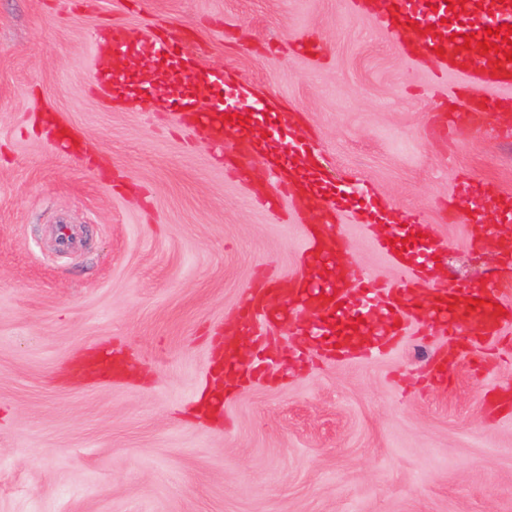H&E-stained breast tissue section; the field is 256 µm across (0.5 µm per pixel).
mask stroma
I'll list each match as a JSON object with an SVG mask.
<instances>
[{
  "instance_id": "obj_1",
  "label": "stroma",
  "mask_w": 512,
  "mask_h": 512,
  "mask_svg": "<svg viewBox=\"0 0 512 512\" xmlns=\"http://www.w3.org/2000/svg\"><path fill=\"white\" fill-rule=\"evenodd\" d=\"M178 23L180 42L302 126L332 183L357 181L398 218L411 211L458 280L496 266L448 204L461 177L512 196V127L440 133L456 87L350 0H0V512H512V365L459 359L437 385L441 336L409 335L368 362H326L274 328L268 369L193 406L217 340L260 271L301 274L309 215L253 196L200 127L163 106H108L90 91L102 28ZM306 40L319 49L298 48ZM57 115L81 143L56 150ZM343 261L387 273L357 213ZM86 243L59 251L53 229ZM121 357V377L60 381L73 362Z\"/></svg>"
}]
</instances>
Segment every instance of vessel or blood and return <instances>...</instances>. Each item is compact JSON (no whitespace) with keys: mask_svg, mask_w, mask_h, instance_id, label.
Wrapping results in <instances>:
<instances>
[{"mask_svg":"<svg viewBox=\"0 0 512 512\" xmlns=\"http://www.w3.org/2000/svg\"><path fill=\"white\" fill-rule=\"evenodd\" d=\"M385 9L377 21L389 31H411L425 54L433 55L441 71L461 79L459 94L464 100L461 110L449 113L448 128L456 136L465 137L479 131L489 120L512 121V114L501 111L499 102L487 97L490 89L512 86V62L502 59L497 47L502 37H495V49L474 52L464 49L466 34L483 40L486 29L512 25V0H385ZM178 42L170 36L156 37L148 33L126 29H108L98 32L93 40L94 52L102 59L95 69L92 85L104 102L120 99L132 109L145 107L147 100L133 90L131 75L120 74L108 66L115 55H131L155 61L176 63L187 85L197 87L199 93L212 95L216 103L208 111L200 112L188 100L176 102V116L180 123L192 127L207 124L215 144L224 142L223 95L244 96L243 86L226 83L220 71L201 67L194 56L180 52ZM305 135L290 132L287 140L272 143L274 153L290 158L303 152ZM241 159L236 165L239 179H251L255 171L252 142L248 138L237 141ZM270 179L290 198L297 211H305L306 197L291 182L284 179L279 167L266 166ZM310 182L321 188L323 206L331 215L346 211L359 194L358 188L339 190L325 185L323 175L311 173ZM456 192L469 211H482L495 204L492 186L471 179L461 181ZM501 223L482 228L483 242L499 258V265L482 283H464L442 274L437 261L444 247L434 243L431 253L414 250H395L389 240L392 228L374 234L372 245L384 257L393 275L389 278L368 276L362 288L351 287V273L338 264L339 255L347 248V236L339 224L314 229L303 227V272L293 278L292 287L283 300H275L268 283L260 282L247 288L242 315V332L252 335L255 319L272 324L286 322L299 311L308 317L299 329L306 348L321 351L338 361H367L397 347L405 330L415 323L435 326L441 335L453 338L462 322L473 325L480 343H490L512 328V301L503 291L512 286V206H500ZM427 290L430 299L425 310H418V292ZM361 316L358 326L342 325L347 315ZM232 337L224 339V367L226 372L239 376L258 377L266 368L263 356L242 362L233 356Z\"/></svg>","mask_w":512,"mask_h":512,"instance_id":"vessel-or-blood-1","label":"vessel or blood"}]
</instances>
